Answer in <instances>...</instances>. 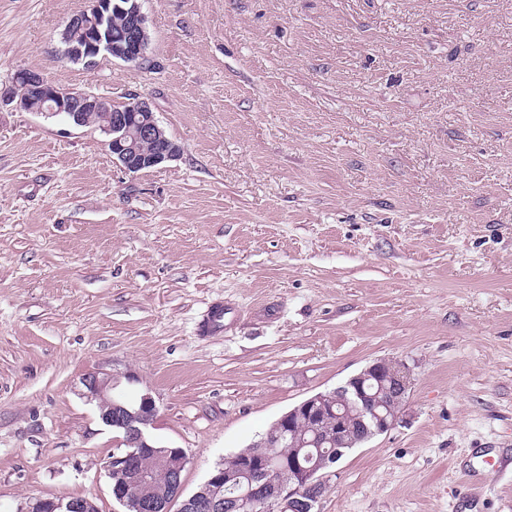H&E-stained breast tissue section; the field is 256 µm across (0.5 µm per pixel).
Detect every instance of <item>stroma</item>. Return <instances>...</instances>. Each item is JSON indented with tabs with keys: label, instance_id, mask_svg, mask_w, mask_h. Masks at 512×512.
I'll use <instances>...</instances> for the list:
<instances>
[{
	"label": "stroma",
	"instance_id": "1",
	"mask_svg": "<svg viewBox=\"0 0 512 512\" xmlns=\"http://www.w3.org/2000/svg\"><path fill=\"white\" fill-rule=\"evenodd\" d=\"M89 2L0 0V85L147 99L180 154L131 173L0 108V512H121L86 372L154 398L190 493L380 358L400 422L318 512H512V0H144L148 62L88 69L59 33ZM26 512H98V507L92 498L86 496H71L67 498H32Z\"/></svg>",
	"mask_w": 512,
	"mask_h": 512
}]
</instances>
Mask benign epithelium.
Returning a JSON list of instances; mask_svg holds the SVG:
<instances>
[{
    "mask_svg": "<svg viewBox=\"0 0 512 512\" xmlns=\"http://www.w3.org/2000/svg\"><path fill=\"white\" fill-rule=\"evenodd\" d=\"M120 14L129 23L130 35H112V15ZM68 44L66 56L86 65L99 57H109L133 67L147 58L149 35L143 0H91L88 8L72 16L64 29ZM28 112L63 115L76 125L89 121L95 112L106 113L100 125L108 137L107 146L113 156L129 172L154 168L179 155V147L166 135L149 101L137 99L130 113L114 112L111 104L89 93L60 88L40 73L18 70L8 87H0V105L12 101ZM82 395L95 401L101 422L110 428L126 431L127 448L114 452L105 462L113 499L124 512H222L224 507H239V512H315L321 500L331 461L344 454L343 447L392 430L399 422L401 407L411 387L409 368L399 360L378 359L331 391L319 392L283 414L275 423L282 438L288 439V483L269 486L250 477V464L243 462L236 472H227L218 464L195 492L183 495V473L188 463L184 449L165 452L171 467L169 489L153 500L137 493L143 483L151 482L149 472L136 468L135 458L151 447L149 429L158 409L148 394L131 403L113 394L114 377L100 372H87L80 378ZM336 400V436L323 435L319 421L326 416V404ZM317 421L310 439L295 430L301 417ZM247 484L237 496L239 502L224 504L212 493V486ZM26 512H98L95 501L86 496L67 498H33Z\"/></svg>",
    "mask_w": 512,
    "mask_h": 512,
    "instance_id": "benign-epithelium-1",
    "label": "benign epithelium"
}]
</instances>
